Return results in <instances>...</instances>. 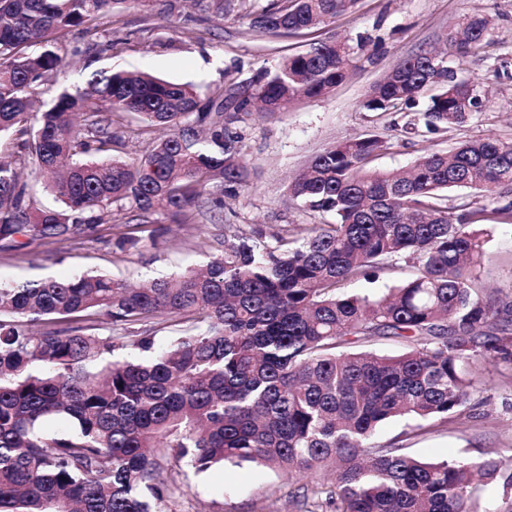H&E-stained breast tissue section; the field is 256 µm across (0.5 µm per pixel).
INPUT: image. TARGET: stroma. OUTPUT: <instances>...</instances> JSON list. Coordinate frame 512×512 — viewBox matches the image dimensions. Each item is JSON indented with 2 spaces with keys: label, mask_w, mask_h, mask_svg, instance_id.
Instances as JSON below:
<instances>
[{
  "label": "stroma",
  "mask_w": 512,
  "mask_h": 512,
  "mask_svg": "<svg viewBox=\"0 0 512 512\" xmlns=\"http://www.w3.org/2000/svg\"><path fill=\"white\" fill-rule=\"evenodd\" d=\"M268 0H236L230 15L217 11L214 0L182 6L180 18L160 14L153 0H140L123 13L115 49L101 53L99 66L146 72L190 83L199 90L223 85L224 71L234 67L239 81L253 80L273 68L279 58L306 49L301 36H272L253 30L254 13ZM473 14L491 18V43L464 59L463 76L478 82L484 108L464 125L434 135L420 132L408 138L406 112H371L363 101L397 63L418 52L444 46L464 19ZM379 39L372 61L362 62L334 91L314 100L294 103L270 119L246 118L237 123L250 184L225 199L215 216L190 213L169 234L153 241V223L134 217L130 225L106 227L82 239L36 241L23 253L0 251V281L21 283L46 276L71 277L105 272L141 283L162 273L205 264L221 250L226 236L238 234L272 243L288 234L296 238L311 224H331L329 213L304 209L288 192L290 179L325 149L344 140L374 135L387 150L374 161L382 170L410 166L421 155L449 151L479 138L512 141V0H361L358 10L336 18L319 31L330 40L361 36ZM134 230L138 250L120 252L115 241ZM484 257L476 271L480 294L512 302V224L486 223ZM473 369L479 389L451 422L424 427L413 420L384 423L372 442L381 448L400 447L413 456L437 460L481 462L512 460V360L477 358ZM171 486L170 512H322L296 504L303 485L326 481V473L288 480L256 464L215 468L202 476L167 464Z\"/></svg>",
  "instance_id": "stroma-1"
}]
</instances>
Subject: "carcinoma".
Segmentation results:
<instances>
[{
    "mask_svg": "<svg viewBox=\"0 0 512 512\" xmlns=\"http://www.w3.org/2000/svg\"><path fill=\"white\" fill-rule=\"evenodd\" d=\"M140 0H0V136L25 156H0V251L34 241L92 237L133 210L183 223L195 208L224 205L249 185L233 124L263 119L332 92L358 67L369 38L313 39L262 73L255 92L230 82L206 94L148 74L94 69L34 112L60 44L76 31L86 67L106 17ZM359 0H269L251 22L271 35L312 34ZM491 22L473 15L450 37L466 57ZM440 133L481 111L473 80L448 54L422 51L370 88L365 107L413 110ZM132 113L152 138L145 154L112 157L114 117ZM384 141L365 137L315 156L288 185L312 212L302 239L247 237L201 269L133 287L106 274L0 283V512H168L164 460L195 474L261 463L288 479L334 468L319 505L334 512H479L480 482L512 496V463L431 461L371 437L385 421H448L469 400L478 357L512 359V306L475 291L483 257L477 226L512 224V201L448 213L447 193L512 185V143L471 140L430 152L407 172L369 167ZM30 167L61 202L33 209ZM402 259L415 276L377 297L340 292ZM111 321L103 336L93 317ZM172 328L155 349L148 323ZM374 337L406 343L395 356L359 351ZM132 346L145 359L114 360Z\"/></svg>",
    "mask_w": 512,
    "mask_h": 512,
    "instance_id": "obj_1",
    "label": "carcinoma"
}]
</instances>
